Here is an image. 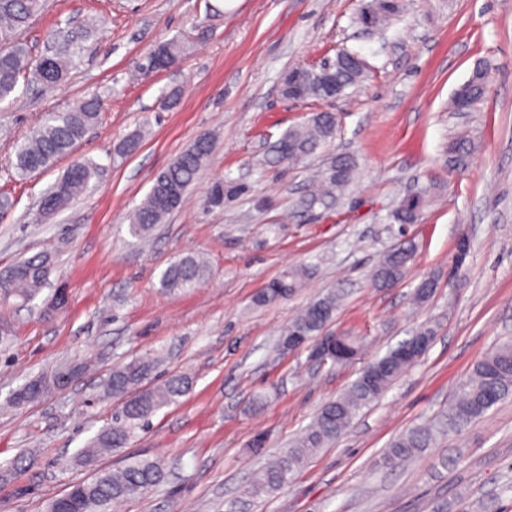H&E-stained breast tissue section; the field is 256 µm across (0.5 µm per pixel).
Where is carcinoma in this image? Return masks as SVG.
Listing matches in <instances>:
<instances>
[{
	"mask_svg": "<svg viewBox=\"0 0 512 512\" xmlns=\"http://www.w3.org/2000/svg\"><path fill=\"white\" fill-rule=\"evenodd\" d=\"M42 6V0H0V105L13 100L20 79L51 88L63 81L73 68V48L77 46V39L85 37L86 33L70 35L69 44L61 48L54 44L48 46L46 53L37 59L32 58L21 39V33ZM367 9L374 13L373 27L378 29L399 15L400 3L399 0H392L390 4L386 0H372L362 7L357 19H362ZM183 52L180 41H168L162 53L153 50L148 54L143 69L159 71L176 65ZM356 57L358 54L345 51L336 59L334 72L343 91L365 75L363 69H348L347 62ZM488 83V67L481 64L452 95L453 111H458L463 103L465 110H471L484 99ZM301 95L304 100H322L324 89L320 81L310 76L302 85ZM101 108V100L92 96L77 101L64 112L46 113L42 124L16 145L13 167L17 175L25 177L47 169L70 154L98 122ZM336 124L335 113H315L306 123L289 129L276 141L270 163L296 162L314 154L335 136ZM213 150V139L201 136L155 176L145 199L131 214L128 225L131 236L146 237L155 225L182 206L189 187L209 162ZM356 169L353 156L337 157L335 171L327 170L320 175V182L305 205L311 207L327 199H339L352 182ZM96 174L97 167L89 160L72 164L41 198L40 218L52 219L64 205L88 188ZM244 190L241 185L218 181L209 192V206L220 207L224 199ZM425 206V195L408 196L387 214L386 223L396 224L400 229L417 224ZM415 253V245L408 242L383 255L373 272L378 287L389 288L400 283L406 277ZM50 267V256L39 253L1 271L0 286L11 297L32 301L47 285ZM204 272V264L195 255L187 254L167 267L160 286L170 293L185 291L196 287ZM309 275L310 269L306 266L288 269L258 295L257 302L269 304L288 298L303 286ZM336 308L335 295L318 298L291 321L288 329L298 332L305 345L310 346L332 321ZM410 344L408 339L368 364L344 395L324 404L295 441L243 489L241 502L277 492L308 457L341 437L364 407L378 400L404 370L427 352L424 348L408 355L405 349ZM153 368V362L149 360L134 359L112 370L101 387L99 400L118 402V410L112 417V424L101 428L87 446L78 451L75 461L79 465L88 466L99 454L126 447L136 431L144 428L158 410L177 402L188 390L187 377L179 374H171L157 385H149ZM77 372V368L71 367L63 371L57 369L49 378L38 376L14 391L10 402L16 408H24L50 390L67 384V379ZM511 395L512 343L507 342L495 347L474 365L446 412L415 425L395 439L383 455V464L389 468L402 465L432 447L438 437L461 430ZM163 479L161 462L130 456L121 467L100 469L91 478L72 483L62 495L49 500L47 512H64L63 502L67 497L71 499L69 512H108L112 502L142 496Z\"/></svg>",
	"mask_w": 512,
	"mask_h": 512,
	"instance_id": "1",
	"label": "carcinoma"
}]
</instances>
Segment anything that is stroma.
<instances>
[{
    "label": "stroma",
    "mask_w": 512,
    "mask_h": 512,
    "mask_svg": "<svg viewBox=\"0 0 512 512\" xmlns=\"http://www.w3.org/2000/svg\"><path fill=\"white\" fill-rule=\"evenodd\" d=\"M397 21L370 35L356 24L360 0H46L24 31L33 54L49 30L95 25L77 65L44 90L20 88L0 111V271L45 251L49 282L66 291L62 308L43 298L0 302L12 341L0 357V462L22 458L18 475L0 482V512H46L49 500L92 470L74 456L112 421L98 402L113 368L162 357L153 373L188 377L178 402L159 410L126 448V457L164 462L168 476L147 495L109 512H226L254 473L278 456L327 402L345 393L362 369L420 327L433 345L347 431L311 456L292 480L245 512H461L465 499L489 512H512V397L400 467L381 459L400 434L447 409L474 365L512 340V0H402ZM180 40L185 54L167 71L136 69L159 44ZM341 50L367 63L363 81L336 101L282 98L289 69L317 66ZM492 70L483 101L466 117L448 102L477 64ZM99 95L104 110L70 156L19 177L14 146L48 112ZM338 117L326 146L295 163L266 164L265 153L313 113ZM138 149L121 151L133 133ZM216 147L183 206L143 239L129 217L154 177L199 135ZM460 136L474 144L466 168L451 166ZM356 157L354 181L340 203L301 201L337 154ZM99 175L50 222L38 204L75 160ZM219 179L248 193L213 208ZM430 194L406 237L416 255L406 278L375 287L372 267L401 237L386 215L419 188ZM467 239L464 264L457 243ZM207 268L185 292L162 290L168 265L188 253ZM311 276L290 298L268 305L257 295L290 267ZM435 293L415 303L425 277ZM342 302L329 332L359 337L358 358L318 364L308 351L284 353L277 342L296 312L328 292ZM63 364L88 370L41 402L9 406L25 382ZM261 452H251L255 434ZM451 458L442 467L441 458Z\"/></svg>",
    "instance_id": "1"
}]
</instances>
